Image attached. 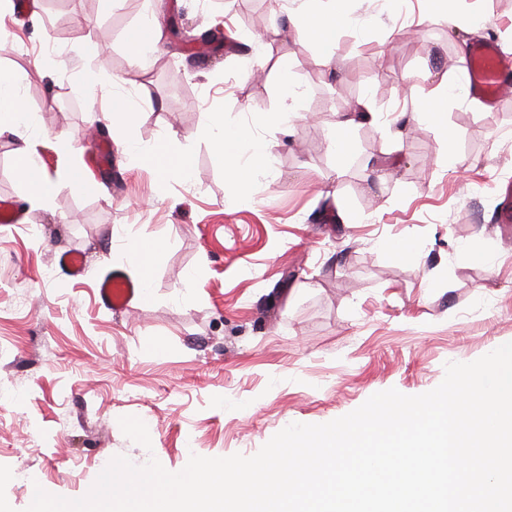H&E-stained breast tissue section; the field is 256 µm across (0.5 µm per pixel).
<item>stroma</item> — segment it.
I'll list each match as a JSON object with an SVG mask.
<instances>
[{
    "mask_svg": "<svg viewBox=\"0 0 512 512\" xmlns=\"http://www.w3.org/2000/svg\"><path fill=\"white\" fill-rule=\"evenodd\" d=\"M302 0H11L0 67L21 80L39 134L0 137V504L26 512L29 476L79 498L102 461L190 454L250 457L293 423L323 424L390 388L437 387L449 362L512 342V228L497 224L492 182L512 177V95L485 112L447 99L462 42L512 55V0H346L350 26L326 47L285 28ZM486 18L479 35L444 11ZM157 16L164 38L148 70L127 35ZM223 26V47L179 50L177 32ZM105 41L89 60L86 43ZM288 63L295 93L284 97ZM145 111L129 138L191 156V175L131 167L112 131L114 93ZM364 104L353 152L337 167L330 132L344 101ZM437 112L424 137L417 112ZM291 111L287 123L270 121ZM270 145L240 203L207 124L213 113ZM88 131L66 156L58 141ZM32 138L57 185L31 205L14 154ZM451 152L447 165L443 152ZM91 186L73 190L72 169ZM167 239L153 295L134 310L94 291L129 245ZM78 248L83 276L59 257ZM149 422L151 448L119 419Z\"/></svg>",
    "mask_w": 512,
    "mask_h": 512,
    "instance_id": "obj_1",
    "label": "stroma"
}]
</instances>
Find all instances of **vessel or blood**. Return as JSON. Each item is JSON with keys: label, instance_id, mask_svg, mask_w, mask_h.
<instances>
[{"label": "vessel or blood", "instance_id": "b4317fda", "mask_svg": "<svg viewBox=\"0 0 512 512\" xmlns=\"http://www.w3.org/2000/svg\"><path fill=\"white\" fill-rule=\"evenodd\" d=\"M462 82L469 95L489 108H497L504 95L512 93V55L504 53L496 42L482 41L470 45L462 72ZM492 188L499 200L496 221L512 224V179L499 180ZM98 295L109 309L128 310L142 290L123 270H111L100 282Z\"/></svg>", "mask_w": 512, "mask_h": 512}]
</instances>
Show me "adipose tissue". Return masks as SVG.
<instances>
[{"label": "adipose tissue", "instance_id": "ef3b65f1", "mask_svg": "<svg viewBox=\"0 0 512 512\" xmlns=\"http://www.w3.org/2000/svg\"><path fill=\"white\" fill-rule=\"evenodd\" d=\"M293 25L302 39L317 45L326 44L336 30L348 23L349 17L336 0H310L304 11L291 17ZM30 115L22 105L17 78L14 73L0 70V136L28 124ZM215 149L224 157V169L228 179L238 190L243 200H250L251 185L247 177L250 165L263 163L268 156V147L261 140L253 141L249 160H242L238 145L251 139L250 132L242 126L227 127L223 117H216L210 125ZM131 161L139 167L152 166L163 172L175 171L189 176L191 163L188 153L174 152L166 144L156 143L142 146L129 144ZM15 170L26 185L29 196L38 202L45 201L54 191L53 183L42 175L33 149L22 146L15 151Z\"/></svg>", "mask_w": 512, "mask_h": 512}]
</instances>
